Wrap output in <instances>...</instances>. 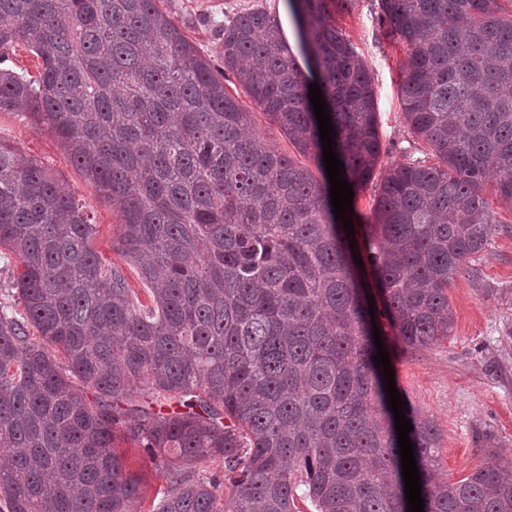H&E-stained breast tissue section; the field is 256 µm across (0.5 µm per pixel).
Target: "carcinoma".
Masks as SVG:
<instances>
[{"mask_svg":"<svg viewBox=\"0 0 512 512\" xmlns=\"http://www.w3.org/2000/svg\"><path fill=\"white\" fill-rule=\"evenodd\" d=\"M330 1L354 2L287 0L304 71L261 2L224 16L216 67L169 0H0V62L19 44L42 61L35 78L0 68V111L60 141L150 293L142 304L95 247L71 187L0 136V249L19 261L0 302V512H129L144 492L120 429L171 483L157 512H218L221 498L224 512H294L300 494L317 512H409L359 272L404 346L450 336L448 288L512 232L495 210L512 212V14L501 0H379L424 148L385 168L352 249L309 85L352 203L383 149L372 77ZM256 110L295 155L264 140ZM405 417L423 512H512V473L448 481L434 421L411 404ZM214 457L222 481L197 469Z\"/></svg>","mask_w":512,"mask_h":512,"instance_id":"obj_1","label":"carcinoma"}]
</instances>
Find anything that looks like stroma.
<instances>
[{
	"mask_svg": "<svg viewBox=\"0 0 512 512\" xmlns=\"http://www.w3.org/2000/svg\"><path fill=\"white\" fill-rule=\"evenodd\" d=\"M256 0H172L177 22L188 38L213 63H221L220 29L228 14L244 11ZM338 26L357 48L369 70L377 99L383 165L404 162L412 137L397 98L403 50L386 34L378 0H356L351 11L335 16ZM0 136L10 140L24 158L33 160L66 181L98 224L99 249L121 263L109 240L118 218L71 162L58 141L11 112H0ZM454 324L448 338L421 349H407L388 321L380 331L388 346L395 383L423 416L433 419L441 437L439 467L449 481L468 477L491 463L512 467V234L493 237L488 249L457 276L448 290ZM495 435V454L475 442L476 430ZM130 474L142 482L145 495L133 512H153L170 484L137 443L119 442Z\"/></svg>",
	"mask_w": 512,
	"mask_h": 512,
	"instance_id": "35a3bbf8",
	"label": "stroma"
}]
</instances>
